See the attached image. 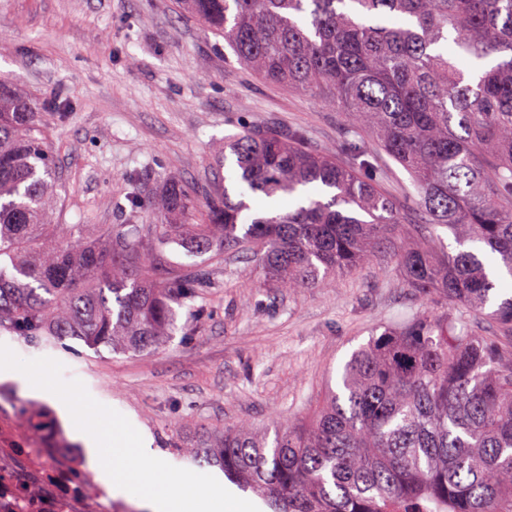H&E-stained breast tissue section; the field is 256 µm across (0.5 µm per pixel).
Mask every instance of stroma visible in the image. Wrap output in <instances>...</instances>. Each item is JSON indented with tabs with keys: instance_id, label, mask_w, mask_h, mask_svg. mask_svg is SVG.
I'll list each match as a JSON object with an SVG mask.
<instances>
[{
	"instance_id": "1",
	"label": "stroma",
	"mask_w": 512,
	"mask_h": 512,
	"mask_svg": "<svg viewBox=\"0 0 512 512\" xmlns=\"http://www.w3.org/2000/svg\"><path fill=\"white\" fill-rule=\"evenodd\" d=\"M0 82L41 104L66 98L43 132L65 185L60 224L152 223L131 206L137 189L207 181L225 137L246 127H301L309 146L346 159L344 113L261 79L176 0H0ZM363 149L379 186L402 197L404 169L372 141ZM435 307L403 288L384 252L358 273L290 293L230 254L202 298L175 305L176 330L158 350L97 353L73 339L63 351L6 332L0 344L24 359L60 361L64 379L81 380L171 463L172 427L219 433L245 422L262 432L304 419L373 331ZM63 408L0 376V477L40 496L48 475L82 481L59 512H137L105 496Z\"/></svg>"
}]
</instances>
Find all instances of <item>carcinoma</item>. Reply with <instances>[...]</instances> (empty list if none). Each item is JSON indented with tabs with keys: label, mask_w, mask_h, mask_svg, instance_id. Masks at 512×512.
I'll return each mask as SVG.
<instances>
[{
	"label": "carcinoma",
	"mask_w": 512,
	"mask_h": 512,
	"mask_svg": "<svg viewBox=\"0 0 512 512\" xmlns=\"http://www.w3.org/2000/svg\"><path fill=\"white\" fill-rule=\"evenodd\" d=\"M180 4L264 80L345 113L350 163L306 147L301 128L247 129L224 139L207 183L132 199L154 224H54L64 184L48 114L0 83V330L156 350L172 304L214 274L172 263L173 244L216 264L256 244L246 262L290 291L387 249L404 287L441 311L372 335L306 424L196 432L192 461L272 512H512V295L494 277H512V0ZM366 137L408 173L405 201L380 191ZM435 226L462 249L436 245Z\"/></svg>",
	"instance_id": "cac0c4a2"
}]
</instances>
